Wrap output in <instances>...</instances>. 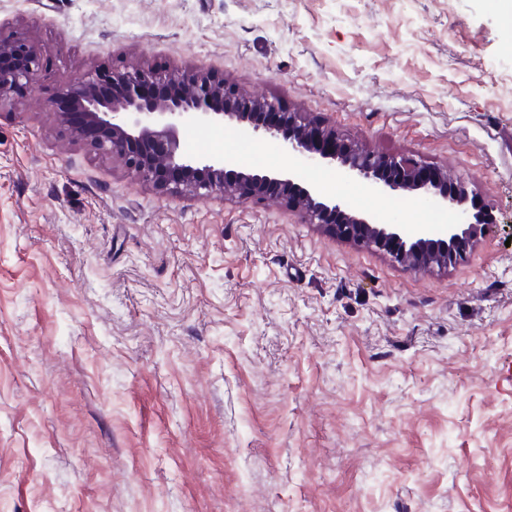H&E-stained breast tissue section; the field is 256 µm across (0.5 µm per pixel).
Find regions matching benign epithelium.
Wrapping results in <instances>:
<instances>
[{
	"label": "benign epithelium",
	"mask_w": 512,
	"mask_h": 512,
	"mask_svg": "<svg viewBox=\"0 0 512 512\" xmlns=\"http://www.w3.org/2000/svg\"><path fill=\"white\" fill-rule=\"evenodd\" d=\"M40 72L41 49L34 41L22 33L0 35V105L36 83ZM111 77L124 87L118 98L98 93L96 75L63 78L56 121L74 141L120 160L160 191L220 194L242 204L274 197L332 236L374 248L418 271L443 269L463 258L494 223L489 208L471 202L465 182L449 178L448 171L359 147L299 112L244 96L222 80L203 73L162 77L142 68L114 70ZM159 81L170 86L165 96L143 94L144 86ZM226 122L276 143L309 168L336 165L345 181L374 193L432 199L448 214V225L440 237L425 230L408 236L400 225L354 212L341 198L324 195L317 184L300 182L294 169L242 168L219 155L194 154L182 139L189 127L207 129Z\"/></svg>",
	"instance_id": "obj_1"
}]
</instances>
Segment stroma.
<instances>
[{
    "mask_svg": "<svg viewBox=\"0 0 512 512\" xmlns=\"http://www.w3.org/2000/svg\"><path fill=\"white\" fill-rule=\"evenodd\" d=\"M0 512H512V37L493 0H0ZM203 71L492 208L415 272L276 201L164 193L53 118L64 76ZM240 126L192 143L288 167ZM352 211L428 201L318 170ZM41 54L28 36L0 33V107L39 80Z\"/></svg>",
    "mask_w": 512,
    "mask_h": 512,
    "instance_id": "stroma-1",
    "label": "stroma"
}]
</instances>
